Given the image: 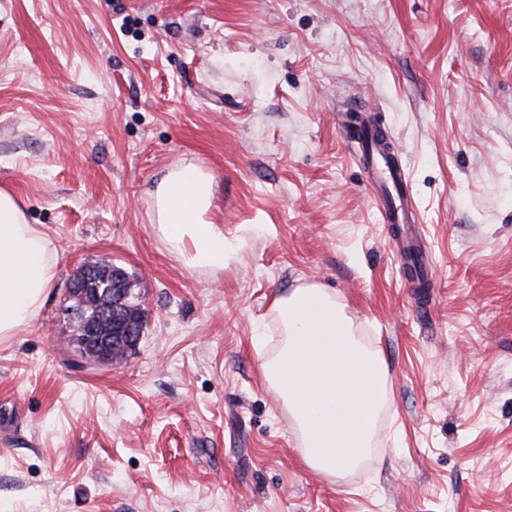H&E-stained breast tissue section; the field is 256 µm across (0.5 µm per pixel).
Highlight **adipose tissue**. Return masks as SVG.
Here are the masks:
<instances>
[{
	"instance_id": "adipose-tissue-1",
	"label": "adipose tissue",
	"mask_w": 512,
	"mask_h": 512,
	"mask_svg": "<svg viewBox=\"0 0 512 512\" xmlns=\"http://www.w3.org/2000/svg\"><path fill=\"white\" fill-rule=\"evenodd\" d=\"M214 178L188 162L155 192L157 230L189 268H220L235 246L211 217ZM56 275L50 241L9 191L0 189V343L20 335ZM277 345L262 356L261 373L287 406L311 469L336 476L369 454L388 400V370L366 345L335 294L300 286L274 300Z\"/></svg>"
}]
</instances>
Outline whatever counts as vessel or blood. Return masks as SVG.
<instances>
[{"label": "vessel or blood", "instance_id": "b4317fda", "mask_svg": "<svg viewBox=\"0 0 512 512\" xmlns=\"http://www.w3.org/2000/svg\"><path fill=\"white\" fill-rule=\"evenodd\" d=\"M363 142L366 156L362 160V168L373 189V199L384 220L399 228L393 237V247L397 253L416 255L414 270L419 275H427L430 265L426 258L419 255L420 229L408 190V174L404 169L388 163L384 146L375 134L365 135Z\"/></svg>", "mask_w": 512, "mask_h": 512}]
</instances>
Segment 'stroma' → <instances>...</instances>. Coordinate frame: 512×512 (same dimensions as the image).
<instances>
[{
	"label": "stroma",
	"mask_w": 512,
	"mask_h": 512,
	"mask_svg": "<svg viewBox=\"0 0 512 512\" xmlns=\"http://www.w3.org/2000/svg\"><path fill=\"white\" fill-rule=\"evenodd\" d=\"M387 128L433 280L397 260L348 124ZM192 161L238 241L187 268L153 191ZM55 280L0 344V512H512V0H0V189ZM146 327L92 364L82 262ZM335 293L389 372L355 471L307 467L254 336ZM116 267V266H114ZM118 269L123 270L120 267H116ZM124 271V270H123ZM125 276L123 279H113L112 272H109V267L107 265L102 264L101 275L98 278L97 282L93 283V286L89 288H107V286L112 284V288H125L128 293V297L126 300V305L122 306L119 312L123 315L125 319H130V321L138 326L142 319L146 318L145 309L141 307L139 303L134 301V296L132 293V281L128 274L124 271Z\"/></svg>",
	"instance_id": "stroma-1"
}]
</instances>
